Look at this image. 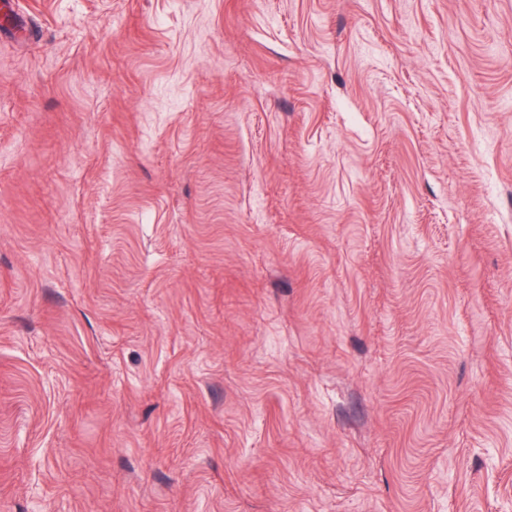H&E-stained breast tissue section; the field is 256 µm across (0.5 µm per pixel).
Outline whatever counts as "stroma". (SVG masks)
Segmentation results:
<instances>
[{"instance_id":"stroma-1","label":"stroma","mask_w":512,"mask_h":512,"mask_svg":"<svg viewBox=\"0 0 512 512\" xmlns=\"http://www.w3.org/2000/svg\"><path fill=\"white\" fill-rule=\"evenodd\" d=\"M0 512H512V0H10Z\"/></svg>"}]
</instances>
